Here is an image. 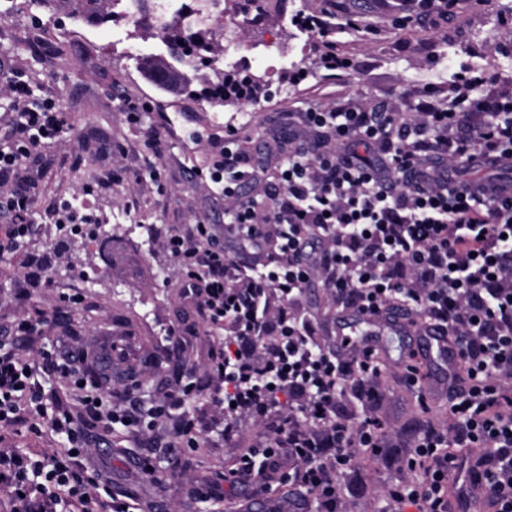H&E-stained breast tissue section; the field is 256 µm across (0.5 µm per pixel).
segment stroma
I'll use <instances>...</instances> for the list:
<instances>
[{
  "mask_svg": "<svg viewBox=\"0 0 512 512\" xmlns=\"http://www.w3.org/2000/svg\"><path fill=\"white\" fill-rule=\"evenodd\" d=\"M183 0L181 27L202 28L212 44L234 40L231 56L209 55L198 79L185 81L174 71L166 87L154 74L170 51L142 11L136 23L120 22L123 4L101 0L95 14L77 0H9L0 18V54L22 57L33 87L58 101L66 133L44 150L33 168L39 202L24 246L0 251V324L26 314L42 326L28 349L37 362V381L69 401L75 387L62 370L82 375L77 353L111 348L121 368L105 386L115 404L163 401L173 384L156 363L172 351L183 366L182 380L194 384L182 408L132 435L127 428L96 426L90 467L107 471L117 501L133 500L143 512H238L247 499L273 508L294 504V512H317L314 499L292 486L267 493L261 485L230 488L224 461L241 447L224 440L208 375L224 332L212 327L180 286L170 254L154 243L151 225L183 228L195 218L223 225L224 198L204 190L194 175L204 167L211 138L239 129L240 148L257 170H273L294 147L306 144L292 113L321 106L357 105L374 109L400 103L414 111L426 95L448 97L456 73L473 68L512 77V46L499 49L494 34L512 16V0H455L447 22L433 25L417 0ZM301 13H324L342 53L353 62L347 71H327L320 38L292 25ZM253 80L257 110L244 115L243 101L216 103L201 95L202 81L217 84L225 75ZM135 97L154 106L140 124H129L121 106ZM162 127L164 147L155 154L147 131ZM162 172L163 190H143L152 169ZM97 187L90 214L109 217L98 238L73 237L47 223L44 211ZM51 257L50 286L24 279L29 253ZM167 270L168 281L157 277ZM78 303L64 301V294ZM301 303L327 344H335L336 309L320 278L305 288ZM382 412L390 432L380 457L360 451L340 479L353 512H392L388 488L406 473L398 460L422 411L418 395L391 371L382 373ZM200 416L195 448L171 450L167 443L181 412ZM154 473L145 475L141 460Z\"/></svg>",
  "mask_w": 512,
  "mask_h": 512,
  "instance_id": "35a3bbf8",
  "label": "stroma"
}]
</instances>
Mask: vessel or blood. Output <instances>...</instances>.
Segmentation results:
<instances>
[{
	"label": "vessel or blood",
	"instance_id": "vessel-or-blood-1",
	"mask_svg": "<svg viewBox=\"0 0 512 512\" xmlns=\"http://www.w3.org/2000/svg\"><path fill=\"white\" fill-rule=\"evenodd\" d=\"M401 336L402 366L421 363L423 379L417 380L418 391L433 402L448 397L452 375L460 363L459 349L447 333L438 326L421 324L399 309L375 315L345 308L336 314V338L340 346L361 345L378 351L386 337Z\"/></svg>",
	"mask_w": 512,
	"mask_h": 512
}]
</instances>
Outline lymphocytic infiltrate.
<instances>
[{
    "mask_svg": "<svg viewBox=\"0 0 512 512\" xmlns=\"http://www.w3.org/2000/svg\"><path fill=\"white\" fill-rule=\"evenodd\" d=\"M493 76L466 70L448 89L447 105L424 99L414 112L391 104L372 112L310 108L299 124L315 138L307 154L282 165L261 207L242 192L257 171L233 131L210 143L199 183L223 195L225 213L245 241L277 227L276 254L242 262L225 254L214 225L195 220L158 242L177 261L180 283L202 313L230 334L210 374L213 403L234 440L242 420L264 423L262 440L228 468L231 484L260 471L281 472L318 503L319 512H350L338 478L357 449L380 454L387 422L380 413V373L371 354L324 347L297 303L316 272L336 303L364 310L408 307L443 327L461 348L448 391L447 418L419 426L401 466L409 480L391 491L416 512H467L466 477L482 469L495 512H512V184L462 185L452 164L512 162V95L491 90ZM0 98L9 133L0 138V219L18 247L37 203L28 160L58 143L65 121L57 103L34 96L26 71L0 62ZM323 246L320 258L307 245ZM36 330L25 317L0 343V512H130L111 484L81 470L90 455L71 411L50 406L24 343ZM359 403L355 425L337 412ZM81 404L104 425L141 431L134 408L112 406L99 391ZM65 436L52 450L20 453L8 442L20 426Z\"/></svg>",
    "mask_w": 512,
    "mask_h": 512,
    "instance_id": "obj_1",
    "label": "lymphocytic infiltrate"
}]
</instances>
